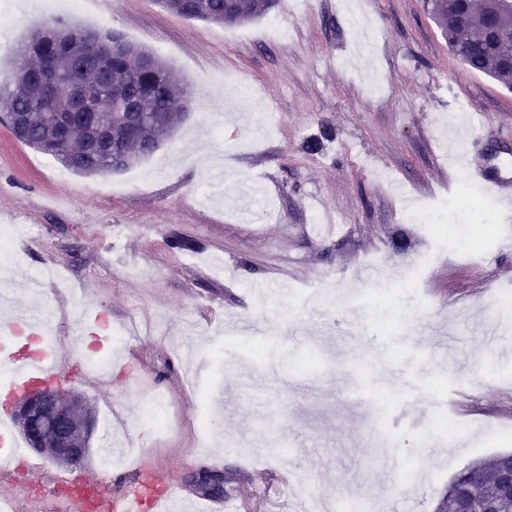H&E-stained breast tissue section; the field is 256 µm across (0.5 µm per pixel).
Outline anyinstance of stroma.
Instances as JSON below:
<instances>
[{
	"instance_id": "obj_1",
	"label": "stroma",
	"mask_w": 512,
	"mask_h": 512,
	"mask_svg": "<svg viewBox=\"0 0 512 512\" xmlns=\"http://www.w3.org/2000/svg\"><path fill=\"white\" fill-rule=\"evenodd\" d=\"M55 16L152 51L193 102L162 149L118 174L63 171L0 123V221L39 227L13 238L0 291L15 310L51 315L46 333L64 337L70 360L58 380L97 417L80 467L24 449L16 512L62 497L42 471L119 496L149 465L179 485L196 466L223 470L235 512H294L286 472L332 498L436 512L458 471L512 453L491 434L512 410V324L477 297L512 290V214L469 221L460 190L482 200L484 187L441 168L460 110L481 128L455 127L473 154H512V91L451 54L424 0H276L233 26L155 0ZM34 23L0 12V75ZM410 199L446 204L454 241L488 224L502 239L479 264L447 251L409 285L430 246L405 218ZM132 321L138 335L115 342ZM310 345L326 364L297 374ZM99 363L108 385L83 383ZM146 391L173 406L168 432L143 416ZM454 391L474 402L458 419L467 444L450 451L435 419ZM114 436L125 452L107 466ZM420 459L434 477L406 482Z\"/></svg>"
}]
</instances>
